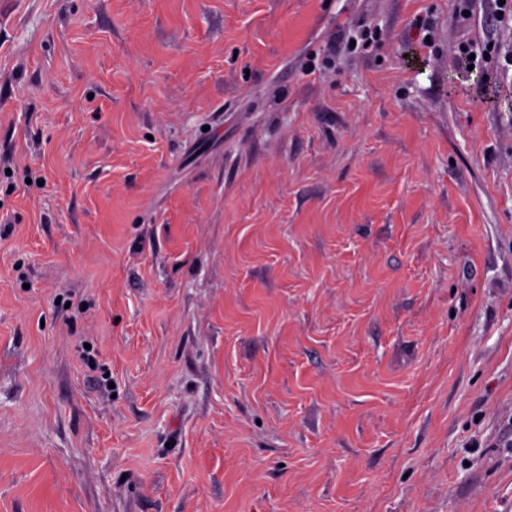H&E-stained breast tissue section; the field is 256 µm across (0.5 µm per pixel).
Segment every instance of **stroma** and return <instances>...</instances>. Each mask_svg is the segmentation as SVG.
Listing matches in <instances>:
<instances>
[{
	"mask_svg": "<svg viewBox=\"0 0 512 512\" xmlns=\"http://www.w3.org/2000/svg\"><path fill=\"white\" fill-rule=\"evenodd\" d=\"M458 8L0 0V512H512V20Z\"/></svg>",
	"mask_w": 512,
	"mask_h": 512,
	"instance_id": "stroma-1",
	"label": "stroma"
}]
</instances>
